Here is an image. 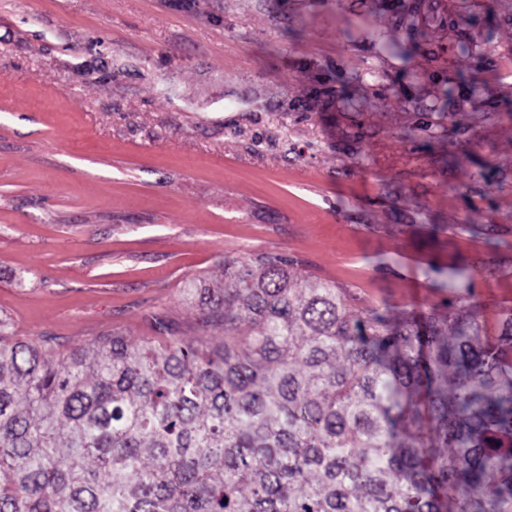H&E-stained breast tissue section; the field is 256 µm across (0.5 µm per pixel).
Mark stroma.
Instances as JSON below:
<instances>
[{
	"label": "stroma",
	"mask_w": 512,
	"mask_h": 512,
	"mask_svg": "<svg viewBox=\"0 0 512 512\" xmlns=\"http://www.w3.org/2000/svg\"><path fill=\"white\" fill-rule=\"evenodd\" d=\"M399 0H0V313L87 344L167 308L184 280L273 250L392 312L443 308L466 269L479 321L512 309V16L467 152L397 139L434 84L383 56ZM350 85V117L327 92ZM480 225L477 234L468 225Z\"/></svg>",
	"instance_id": "obj_1"
}]
</instances>
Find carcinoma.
I'll return each mask as SVG.
<instances>
[{
  "mask_svg": "<svg viewBox=\"0 0 512 512\" xmlns=\"http://www.w3.org/2000/svg\"><path fill=\"white\" fill-rule=\"evenodd\" d=\"M512 0H402L403 40L445 71L446 110L481 96L491 17ZM448 37V46L441 39ZM183 282L203 336L165 310L144 345L118 331L65 350L0 319V512H512V311L487 342L470 288L392 313L274 251Z\"/></svg>",
  "mask_w": 512,
  "mask_h": 512,
  "instance_id": "obj_1",
  "label": "carcinoma"
}]
</instances>
